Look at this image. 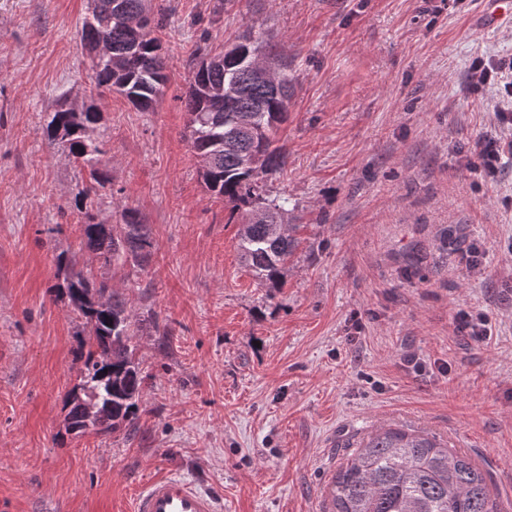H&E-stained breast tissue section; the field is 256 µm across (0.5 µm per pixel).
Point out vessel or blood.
Instances as JSON below:
<instances>
[{"mask_svg": "<svg viewBox=\"0 0 512 512\" xmlns=\"http://www.w3.org/2000/svg\"><path fill=\"white\" fill-rule=\"evenodd\" d=\"M132 512H218L212 495L180 476L149 481L133 501Z\"/></svg>", "mask_w": 512, "mask_h": 512, "instance_id": "obj_1", "label": "vessel or blood"}]
</instances>
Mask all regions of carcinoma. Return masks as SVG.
Listing matches in <instances>:
<instances>
[{
    "label": "carcinoma",
    "mask_w": 512,
    "mask_h": 512,
    "mask_svg": "<svg viewBox=\"0 0 512 512\" xmlns=\"http://www.w3.org/2000/svg\"><path fill=\"white\" fill-rule=\"evenodd\" d=\"M162 19L146 9V0H93L81 30L88 52L104 44L109 56L94 58L99 86L119 92L135 109L154 108L169 81L167 59L151 29ZM239 57L211 56L199 47L189 63L184 105L187 139L200 163L206 190L230 205L228 222L240 220L238 249L259 284L282 287V275L296 239L288 226L287 200L266 195L265 181L283 170L287 156L277 145L285 123L290 81L274 83L259 76L256 55H272V45L245 34ZM234 81L228 100L212 92ZM101 120L94 107L79 111L59 106L50 113L44 134L49 143L69 151L89 170L91 184L83 192L81 233L86 248L105 264L141 268L156 250L150 229L139 212L121 211L122 224L95 221L87 201L109 184L103 151L92 143ZM265 220L247 222L255 206ZM69 304L85 318L90 349L79 392L71 395L67 431L83 434L132 427L138 419L145 376L135 359L132 321L124 302L106 280L75 272L64 279ZM112 410L90 420L91 397ZM491 473L435 437L402 429L381 430L359 444L332 481L329 512H501L491 494Z\"/></svg>",
    "instance_id": "cac0c4a2"
}]
</instances>
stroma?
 I'll return each instance as SVG.
<instances>
[{
  "instance_id": "obj_1",
  "label": "stroma",
  "mask_w": 512,
  "mask_h": 512,
  "mask_svg": "<svg viewBox=\"0 0 512 512\" xmlns=\"http://www.w3.org/2000/svg\"><path fill=\"white\" fill-rule=\"evenodd\" d=\"M91 0H0V512H132L178 473L221 512H329L332 479L380 428L426 431L488 469L512 507V165L477 183L468 141L492 133L474 57H512L486 0H152L170 79L154 111L95 87L80 29ZM293 83L268 184L298 246L284 285L244 267L229 207L185 136L188 62L243 31ZM95 106L110 182L91 212L139 211L144 269L82 251L89 175L44 125L60 95ZM476 242L486 275L459 260ZM110 282L146 377L134 427L66 432L89 337L55 258ZM483 309L492 334H454Z\"/></svg>"
}]
</instances>
